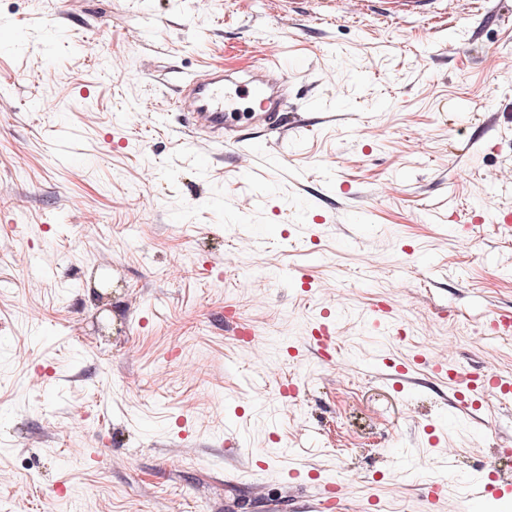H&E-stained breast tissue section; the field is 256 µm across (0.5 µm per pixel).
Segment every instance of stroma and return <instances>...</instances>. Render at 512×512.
Segmentation results:
<instances>
[{
    "label": "stroma",
    "instance_id": "35a3bbf8",
    "mask_svg": "<svg viewBox=\"0 0 512 512\" xmlns=\"http://www.w3.org/2000/svg\"><path fill=\"white\" fill-rule=\"evenodd\" d=\"M272 52L302 125L255 184V130L193 141L173 103ZM500 168L512 0H0V512H472L512 393L455 409L428 362L512 374ZM383 304L400 337L349 317Z\"/></svg>",
    "mask_w": 512,
    "mask_h": 512
}]
</instances>
